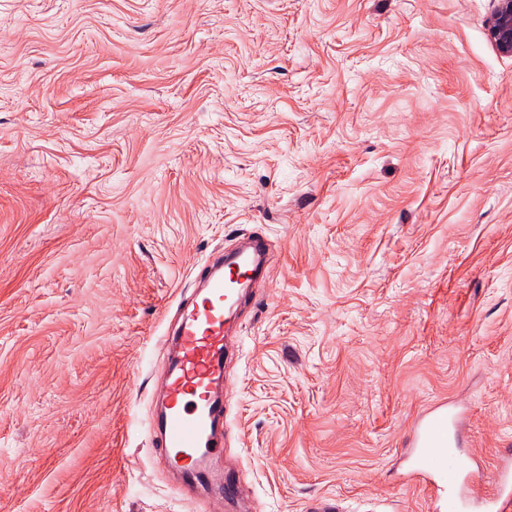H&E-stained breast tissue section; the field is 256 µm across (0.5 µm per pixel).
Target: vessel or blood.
Here are the masks:
<instances>
[{
	"instance_id": "b4317fda",
	"label": "vessel or blood",
	"mask_w": 512,
	"mask_h": 512,
	"mask_svg": "<svg viewBox=\"0 0 512 512\" xmlns=\"http://www.w3.org/2000/svg\"><path fill=\"white\" fill-rule=\"evenodd\" d=\"M267 250L266 240L254 235L245 250L211 255L195 276L196 289L179 301L167 335L171 361L161 409L150 425L156 447L182 475L172 488L176 498L196 487L209 502L237 500L235 474L212 467L224 455L226 324ZM465 425L466 408L456 401L420 415L400 456L403 482L426 492L430 512H512V453L499 458L492 490H481L476 457L458 453Z\"/></svg>"
}]
</instances>
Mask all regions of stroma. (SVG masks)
Returning <instances> with one entry per match:
<instances>
[{
	"mask_svg": "<svg viewBox=\"0 0 512 512\" xmlns=\"http://www.w3.org/2000/svg\"><path fill=\"white\" fill-rule=\"evenodd\" d=\"M492 0H0V512H197L148 421L195 265L237 306L253 512H428L410 426L512 449V57ZM488 30L498 51L512 56V0L493 1Z\"/></svg>",
	"mask_w": 512,
	"mask_h": 512,
	"instance_id": "35a3bbf8",
	"label": "stroma"
}]
</instances>
